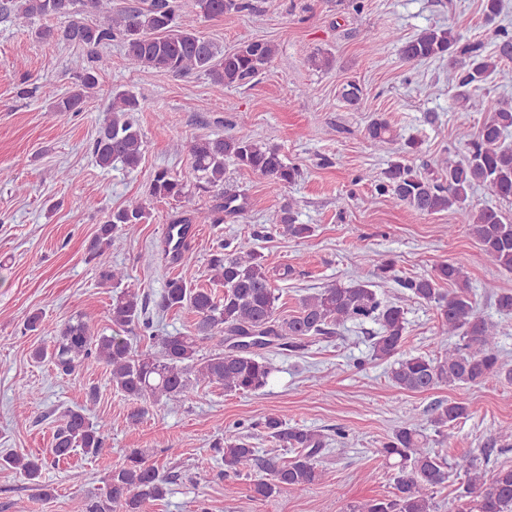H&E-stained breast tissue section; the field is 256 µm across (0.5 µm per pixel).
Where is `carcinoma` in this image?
I'll use <instances>...</instances> for the list:
<instances>
[{
  "label": "carcinoma",
  "instance_id": "cac0c4a2",
  "mask_svg": "<svg viewBox=\"0 0 512 512\" xmlns=\"http://www.w3.org/2000/svg\"><path fill=\"white\" fill-rule=\"evenodd\" d=\"M197 5L207 17L255 10L251 0H197ZM180 10V0H148L145 6H129L115 14L112 0H0V17L5 20L40 16L63 21L59 26L38 29L35 35L41 42L50 45L63 40L87 50V64L75 72L73 89L54 105L61 113L83 111L86 93L110 67L99 49L117 38L123 40L126 64L131 69L173 76L201 72L219 86L249 84L276 55L275 46L263 41L245 42L223 54L191 25L178 22ZM496 37L497 48L489 52L483 42H465L451 28H429L406 41L400 53L412 66L432 59L448 61L456 74L459 96L468 102L471 91L491 75L503 72L502 63L512 60V31L502 27ZM478 105L491 117L475 132L457 133L458 143L464 146L463 160L427 175L396 160L381 176L366 173L358 180L375 183L379 195L422 214L459 212L487 260L512 271V216L496 207L474 210L468 204L470 195L481 186L503 201H512V146L504 141V134L512 128V106L489 96ZM139 110L138 98L127 91L112 97V118L99 127L92 143L98 166L108 168L116 160L130 168L139 165L142 135L133 119ZM365 136L379 151L391 149L398 138L382 117L370 122ZM185 148L191 159L192 181L187 183L165 168L155 171L147 198L113 210L88 247L87 262L94 263L99 283L112 288L108 310L112 333L97 336L88 322L71 319L53 337L52 347H36L33 358L49 360L64 375L81 370L90 361L102 363L110 368L112 387L131 400L177 404L202 385L216 384L230 394L263 392L272 384L277 368L258 349L284 341L297 351L305 347L306 340L326 336L335 326L348 321L360 325L371 322L378 326L372 337L371 358L390 363L389 378L398 389L425 392L499 379L512 382V369L503 365L497 351L498 324L479 313L469 277L458 262L441 263L429 275L401 278L395 274L394 261L364 255V260L375 267L377 278L392 279L411 297L435 303L441 332L450 339L438 358L401 352L407 336L404 310L389 303L367 282L328 285L303 298L295 314L277 316L280 296L273 287L266 256L248 240L212 248L208 267L213 283L224 288L221 296L211 288L194 287L181 276L168 278L154 304L162 311H188L194 317L192 329L153 335L149 295L130 287L125 271L112 265L110 248L115 236L132 235L147 223L150 203L179 202L192 189L197 195L213 198V204L205 211L174 218L171 227L175 232L166 236L164 249L172 263L186 264L192 259L188 242L192 224H222L224 214L244 210L239 204L242 194L226 186V160L232 159L241 168L283 186L299 176V170L286 164L276 147L246 137L195 136ZM268 223L283 226L295 238H307L312 233L310 225L297 223L290 204L273 211ZM442 284L448 285V291L440 288ZM136 328L140 335H130ZM142 341L155 350L139 349ZM205 341L215 342L218 351L201 358L199 348ZM469 415L465 402H440L431 409L430 422L437 433L450 438V429ZM262 427L269 438L296 453L283 464L265 462L264 475L253 480L252 498L267 500L284 489L302 491L322 481L317 456L326 445L324 435L291 426L278 416L266 417ZM107 430L106 422L90 420L85 409L69 411L54 436L53 461L66 459L77 448L87 455L99 454ZM214 450L226 476L247 473L257 465V449L235 430H226L224 441L215 443ZM380 452L393 468L395 492L348 505L346 510L434 512L429 490L448 481V464L426 446L417 425L407 421L399 426ZM0 461L20 470L30 481L37 480L46 465L44 458L20 454H8ZM465 474L458 512H512V466L487 471L470 462ZM171 480L172 476L162 474L133 448L124 464L108 476L105 492L85 501L82 512H116L118 508L121 512H143L146 503L163 499Z\"/></svg>",
  "mask_w": 512,
  "mask_h": 512
}]
</instances>
